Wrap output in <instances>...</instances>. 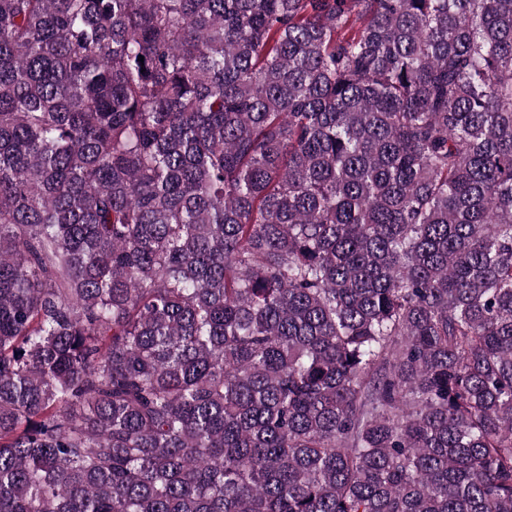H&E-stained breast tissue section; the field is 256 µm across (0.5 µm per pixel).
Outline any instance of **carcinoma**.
<instances>
[{
  "instance_id": "carcinoma-1",
  "label": "carcinoma",
  "mask_w": 512,
  "mask_h": 512,
  "mask_svg": "<svg viewBox=\"0 0 512 512\" xmlns=\"http://www.w3.org/2000/svg\"><path fill=\"white\" fill-rule=\"evenodd\" d=\"M0 512H512V0H0Z\"/></svg>"
}]
</instances>
